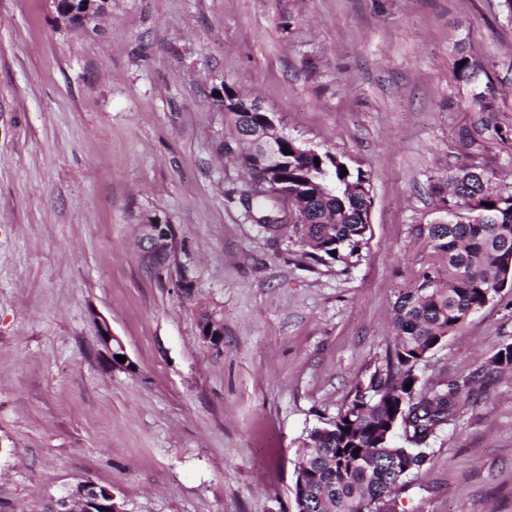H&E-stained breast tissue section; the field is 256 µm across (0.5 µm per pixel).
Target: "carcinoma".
<instances>
[{
    "instance_id": "carcinoma-1",
    "label": "carcinoma",
    "mask_w": 512,
    "mask_h": 512,
    "mask_svg": "<svg viewBox=\"0 0 512 512\" xmlns=\"http://www.w3.org/2000/svg\"><path fill=\"white\" fill-rule=\"evenodd\" d=\"M233 120L250 132L248 152L258 151L260 115L244 113ZM284 176L288 191L309 195L306 223L289 227L291 236L310 248L306 256L327 263L359 254L370 226L360 223L365 198L357 189L369 175L324 152L316 158L289 154ZM494 179L481 167L458 178L450 167L448 179L434 186L441 201L449 202L446 223L421 224L418 235L432 249L438 276L424 275L398 297L395 344L385 365L357 383L351 403L335 420L309 432L299 457L305 485L293 493L295 512H383L391 495L409 487L426 464L424 448L455 416L460 392L472 391L487 375L481 369L434 389L421 384L417 368L504 289L512 261V192L494 186ZM241 204L263 228L278 230L283 213L275 196L252 190ZM491 366L499 373L512 371V344L497 351ZM398 428L405 441L401 446L392 441Z\"/></svg>"
}]
</instances>
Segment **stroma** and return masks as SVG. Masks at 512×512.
Returning <instances> with one entry per match:
<instances>
[{"instance_id": "stroma-1", "label": "stroma", "mask_w": 512, "mask_h": 512, "mask_svg": "<svg viewBox=\"0 0 512 512\" xmlns=\"http://www.w3.org/2000/svg\"><path fill=\"white\" fill-rule=\"evenodd\" d=\"M463 55L475 81L455 76ZM223 83L369 173L358 256L314 262L246 217L210 103ZM464 130L512 191L504 0H109L87 27L53 0H0V512H56L86 481L123 512H294L304 439L383 365L394 304L429 269L416 228ZM151 221L174 230L161 267L138 248ZM510 343L507 288L421 381ZM426 453L388 512H512V372L462 397Z\"/></svg>"}]
</instances>
